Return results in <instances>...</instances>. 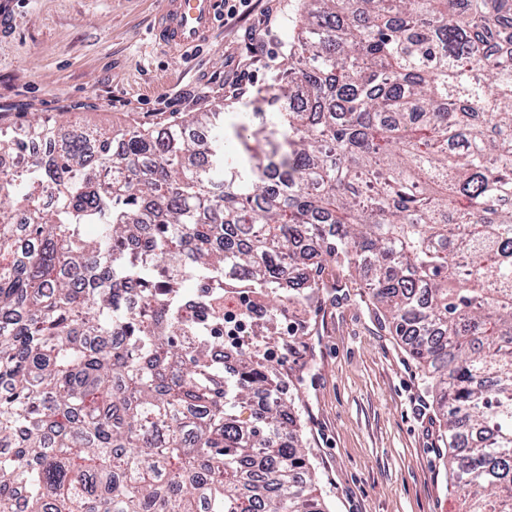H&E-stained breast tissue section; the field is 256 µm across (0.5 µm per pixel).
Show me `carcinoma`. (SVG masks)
Here are the masks:
<instances>
[{"mask_svg": "<svg viewBox=\"0 0 512 512\" xmlns=\"http://www.w3.org/2000/svg\"><path fill=\"white\" fill-rule=\"evenodd\" d=\"M299 22L233 159L220 112L0 127V512H326L274 366L213 350L224 283L305 306L328 264L427 368L465 512H512V0Z\"/></svg>", "mask_w": 512, "mask_h": 512, "instance_id": "obj_1", "label": "carcinoma"}]
</instances>
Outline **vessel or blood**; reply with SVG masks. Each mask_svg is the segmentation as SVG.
<instances>
[{
	"instance_id": "obj_1",
	"label": "vessel or blood",
	"mask_w": 512,
	"mask_h": 512,
	"mask_svg": "<svg viewBox=\"0 0 512 512\" xmlns=\"http://www.w3.org/2000/svg\"><path fill=\"white\" fill-rule=\"evenodd\" d=\"M224 20V0H160L151 25L154 46L179 58L208 44Z\"/></svg>"
}]
</instances>
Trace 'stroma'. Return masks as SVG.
Masks as SVG:
<instances>
[{
	"label": "stroma",
	"mask_w": 512,
	"mask_h": 512,
	"mask_svg": "<svg viewBox=\"0 0 512 512\" xmlns=\"http://www.w3.org/2000/svg\"><path fill=\"white\" fill-rule=\"evenodd\" d=\"M297 0H251L195 60L156 52L158 0H12L0 36V125L39 115L65 127H150L182 112L268 118L263 96L287 53ZM308 307L277 312L250 344L275 350L305 454L330 512H462L448 484L424 370L374 309L367 273L326 270Z\"/></svg>",
	"instance_id": "stroma-1"
}]
</instances>
